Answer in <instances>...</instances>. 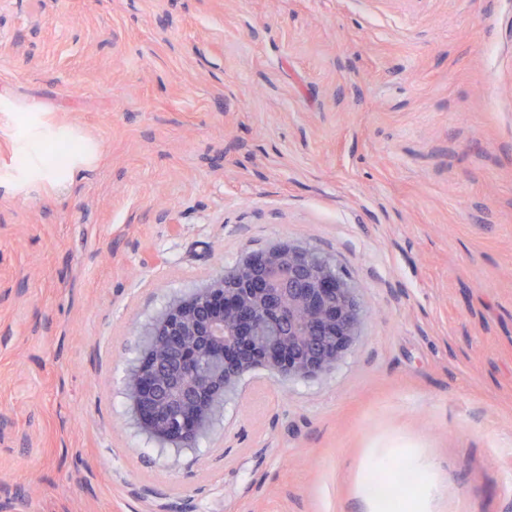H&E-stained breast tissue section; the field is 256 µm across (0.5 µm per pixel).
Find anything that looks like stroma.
Instances as JSON below:
<instances>
[{
	"label": "stroma",
	"instance_id": "1",
	"mask_svg": "<svg viewBox=\"0 0 512 512\" xmlns=\"http://www.w3.org/2000/svg\"><path fill=\"white\" fill-rule=\"evenodd\" d=\"M282 243L358 336L160 447L144 330ZM380 459L512 512V0H0V512H381Z\"/></svg>",
	"mask_w": 512,
	"mask_h": 512
}]
</instances>
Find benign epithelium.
<instances>
[{
    "instance_id": "benign-epithelium-1",
    "label": "benign epithelium",
    "mask_w": 512,
    "mask_h": 512,
    "mask_svg": "<svg viewBox=\"0 0 512 512\" xmlns=\"http://www.w3.org/2000/svg\"><path fill=\"white\" fill-rule=\"evenodd\" d=\"M362 319L349 282L315 251L247 255L153 318L126 380L135 423L162 446L188 447L245 374L315 378L342 359Z\"/></svg>"
}]
</instances>
